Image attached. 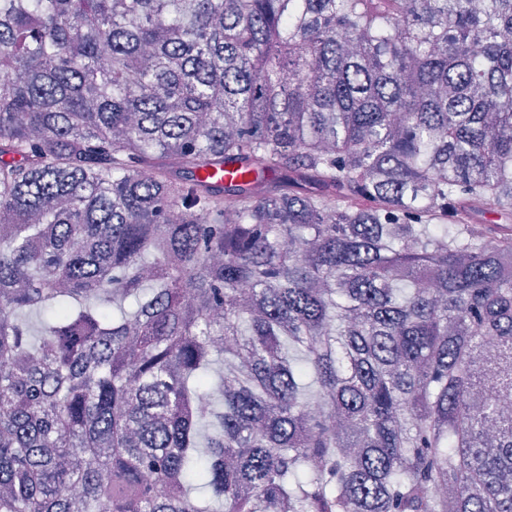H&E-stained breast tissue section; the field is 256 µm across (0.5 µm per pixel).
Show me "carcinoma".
<instances>
[{
  "label": "carcinoma",
  "mask_w": 512,
  "mask_h": 512,
  "mask_svg": "<svg viewBox=\"0 0 512 512\" xmlns=\"http://www.w3.org/2000/svg\"><path fill=\"white\" fill-rule=\"evenodd\" d=\"M511 261L512 0H0V512H512Z\"/></svg>",
  "instance_id": "carcinoma-1"
}]
</instances>
